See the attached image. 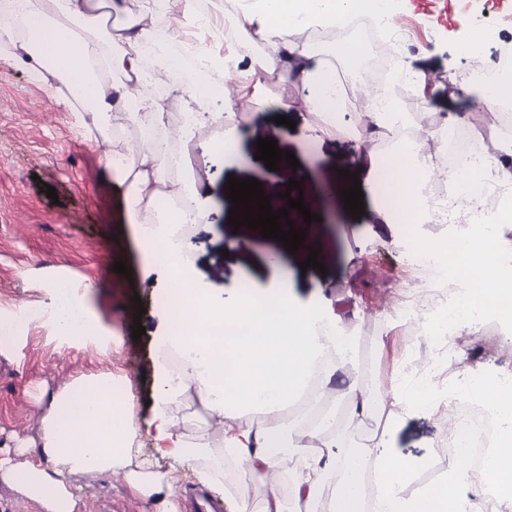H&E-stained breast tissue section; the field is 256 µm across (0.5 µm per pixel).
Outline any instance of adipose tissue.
Wrapping results in <instances>:
<instances>
[{
    "label": "adipose tissue",
    "mask_w": 512,
    "mask_h": 512,
    "mask_svg": "<svg viewBox=\"0 0 512 512\" xmlns=\"http://www.w3.org/2000/svg\"><path fill=\"white\" fill-rule=\"evenodd\" d=\"M239 31L261 42L256 56L204 50L203 64L186 82L166 87L165 97L140 90L145 77L142 48H156L154 63L162 73L180 67L171 52L187 44L198 20L200 0H140L132 12L128 0H8L0 10V49L20 50L21 60L51 91L57 105L71 112L88 144L120 143L126 154L101 159L104 175L122 189L128 222L146 266L159 270L164 294L174 304L157 313L151 416L132 413L131 382L109 371L82 373L46 393L41 403L37 437L25 461L0 457V482L33 500L45 512H74L69 489L75 474L94 478L123 475L133 494L154 499L157 512H176L172 478L153 470L137 451L141 438L155 452L177 464L195 467L207 486L223 483L224 464L245 466L267 493L259 503L237 501L234 512H284L279 481L292 475V492L306 512H512V455L489 453L482 479L464 465L465 432L448 435L458 448V462L435 483L414 487L415 468L405 458L385 452V435L350 441L348 429L372 417L378 405L388 408L387 426L395 428L416 412L437 413L449 401L480 397L497 415L503 446L512 447V372L496 366L461 369L459 381L436 380L396 372L383 397L361 383L356 362L336 325L330 306L320 298L300 301L295 281L287 278L279 255H269L270 278L256 284L249 274L222 288H199L184 240V224L209 223L206 190L192 170L190 153L204 145L210 155L239 160L247 154L249 135L232 110L233 95L248 94L257 123H264L269 104L280 111L294 108L289 98L270 101L267 84L294 73L308 92L306 131L317 139L334 138L332 113L343 111L345 99L329 72L321 49L306 33L341 25L354 11L387 13L394 0H237ZM171 13L168 26L145 24L157 6ZM240 77L235 90L224 80ZM187 111L178 131H170L167 99ZM397 107L382 101L366 115L361 128L347 135L349 155L358 163L370 196L364 217H384L389 224L425 220L428 210L419 181L431 164L429 156L402 148L389 157H370L369 143L390 138ZM215 124L218 137L200 142L195 118ZM392 168L400 192L376 193L378 171ZM485 198L476 182L465 189V212L471 221L454 226V250L443 240L424 239L420 248L445 256L454 273L455 303L437 315L428 328L442 338L483 321L512 323V289L505 287L506 268L499 256L503 244L499 224L512 223V211L498 224H476ZM93 281L64 297L51 294L48 308L56 315V336L78 345L102 337V323L90 297ZM183 332H175L174 321ZM336 395L342 402L345 426L310 428L288 422L283 413L301 402ZM198 402L210 419L221 423L219 446H211L206 427L181 419L176 408ZM307 464L290 470L296 457ZM337 477L336 493L324 500L323 480ZM373 475L374 499L365 497V477Z\"/></svg>",
    "instance_id": "obj_1"
}]
</instances>
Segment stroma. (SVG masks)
Instances as JSON below:
<instances>
[{
	"label": "stroma",
	"instance_id": "1",
	"mask_svg": "<svg viewBox=\"0 0 512 512\" xmlns=\"http://www.w3.org/2000/svg\"><path fill=\"white\" fill-rule=\"evenodd\" d=\"M401 16L417 24L407 51L432 85L430 101L410 86L399 106L408 111L442 116H466L473 102L460 89L469 85L453 30L464 16L462 0H431L421 11L417 0H401ZM288 149L305 164L307 205L320 217L310 227L314 247L327 274L322 291L302 287L303 252L286 254L284 270L297 284L295 293L307 300L322 294L336 309V323L352 342L361 379L369 388L387 386L397 363L424 364L434 353L428 341L413 336L385 306L404 295L415 276L404 262L406 246L399 228L367 224L345 210L341 192L353 180L346 177L352 161L339 142L303 144ZM98 146L87 144L72 124L68 111L58 107L51 91L19 64L13 52L0 53V311L48 303V289L57 279L74 286L86 280L98 284L95 308L112 354L104 357L95 344L70 347L47 326L30 329L0 346V451L14 452L16 442L36 435L41 390L54 389L78 373L105 369L126 375L138 417H148L153 348L158 333L152 310L159 308L163 280L146 269L126 223L123 198L112 182L99 178ZM195 173L210 188V224L195 234L202 242L192 255L200 288H220L248 272L266 281L262 258L268 249L282 250L280 241H267L255 229H232L224 206L228 177L247 178L239 166L204 154L194 160ZM55 188L47 198L42 184ZM243 241V248L222 255L225 239ZM123 261L127 274L116 273ZM146 332L134 339L132 327ZM465 363L512 366V330L498 326L463 329ZM444 423L417 413L388 436L389 451L416 464L425 478L428 464L438 458ZM69 488L78 512H99L102 504L119 502L127 512H155L153 500L132 495L117 481L95 482L75 476Z\"/></svg>",
	"mask_w": 512,
	"mask_h": 512
}]
</instances>
